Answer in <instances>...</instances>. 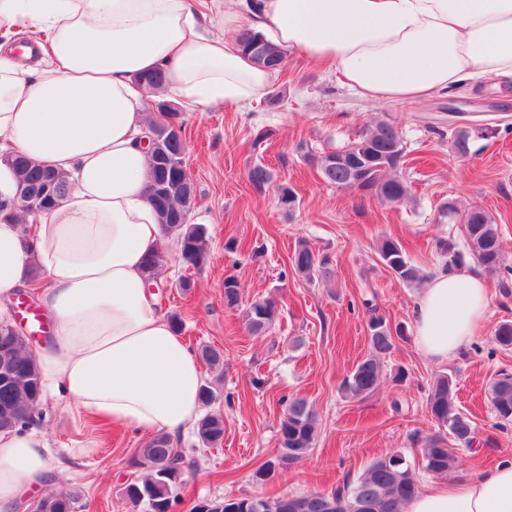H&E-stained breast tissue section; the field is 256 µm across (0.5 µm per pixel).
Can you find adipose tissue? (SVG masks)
Instances as JSON below:
<instances>
[{
	"label": "adipose tissue",
	"instance_id": "ef3b65f1",
	"mask_svg": "<svg viewBox=\"0 0 512 512\" xmlns=\"http://www.w3.org/2000/svg\"><path fill=\"white\" fill-rule=\"evenodd\" d=\"M187 0H0V153L68 173L72 191L39 212L32 243L0 220V299L29 284L53 325L35 355L43 393L69 412L148 434L197 424L202 372L143 272L161 231L147 199L144 100L138 78L191 109L259 97L270 70L232 32L248 26L332 65L369 101L421 102L484 79L512 83V0H228L224 32ZM43 33L33 63L18 37ZM483 278L444 270L412 307L414 342L445 363L483 326ZM51 470L38 425L0 431V512ZM404 512H512V461L475 482L422 487Z\"/></svg>",
	"mask_w": 512,
	"mask_h": 512
}]
</instances>
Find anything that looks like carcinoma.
Returning a JSON list of instances; mask_svg holds the SVG:
<instances>
[{"mask_svg":"<svg viewBox=\"0 0 512 512\" xmlns=\"http://www.w3.org/2000/svg\"><path fill=\"white\" fill-rule=\"evenodd\" d=\"M240 47L254 61L269 70L280 71L285 63V52L250 27L237 34ZM174 121L184 126L177 112H161L147 120L150 132L157 133L162 143L161 153L149 154L150 181L147 197L156 215L166 210L181 218L179 224H163L161 230L177 243L179 262L187 270L203 268L209 259V242L206 229L201 224L190 223L191 211L184 207L181 191L164 190L157 173L159 157L174 164L185 158L186 144L172 141L167 135L168 123ZM346 156L361 157L371 151L381 159L382 166L358 174L355 166L331 163L336 152H325L313 157L327 184L340 189H368L377 197L389 202H399L409 191L405 179L397 171L405 167L406 154L402 141L396 140L395 127L385 121L344 147ZM15 173L16 184L23 182L38 185L45 168L35 164L25 154L14 152L6 156ZM247 180L257 191H264L273 181L270 169L255 163L247 170ZM40 201L30 197L26 208L19 209L0 205V215L10 217L21 224L23 235H28L26 219L34 218L40 211ZM443 216L456 215L457 223L465 226L466 251L456 249L448 240L440 242L445 265L452 268L463 263L464 253L472 255L485 270L503 272L499 287L504 295L512 292V268H502L499 225L492 215L481 208L463 213L456 206H442ZM378 255L394 275L405 284L421 279L420 269L403 253L400 244L390 237L381 240ZM291 263L296 275L308 281L321 279L328 274L326 262L318 260L307 244L295 249ZM163 257L155 253L145 262L148 280L157 281L162 270ZM240 284L233 276L224 278V303L238 305ZM277 313L276 302L262 299L252 302L245 309L244 319L248 330L254 334L265 333ZM403 335V329H391L383 317L372 316L369 320L370 354L358 362L344 377L340 390L349 400L365 399L379 388L382 379V359L395 345V336ZM493 340L503 349L512 348V321L499 323L492 332ZM8 373V379L0 380V429L7 430L8 420L12 427L34 421L33 413L41 399V379L35 359L26 337L14 330V325H0V373ZM487 398L500 424L512 422V374H497L489 383ZM427 408L431 417L445 428L456 445L469 448L475 442V427L471 419L456 403V383L450 375H440L431 384L427 395ZM197 437L202 444L217 446L224 439V416L206 414L196 425ZM317 437V418L308 402L291 397L286 404L279 428L277 453L256 470L254 476L265 481L276 470L306 456L314 447ZM458 463L457 449L448 447L444 440L434 435L427 439L420 470L436 476H446ZM136 465L142 475L125 486L124 495L138 512H173L180 502L179 490L184 482L185 455L172 444L166 434H157L140 449ZM419 490V476L401 453L386 455L371 462L355 482L346 481L330 492L315 491L303 495L227 498L223 501L199 502L190 512H331L330 503L336 502L339 512H403L404 505ZM78 495L69 491L53 492L40 498L42 512H73Z\"/></svg>","mask_w":512,"mask_h":512,"instance_id":"1","label":"carcinoma"}]
</instances>
